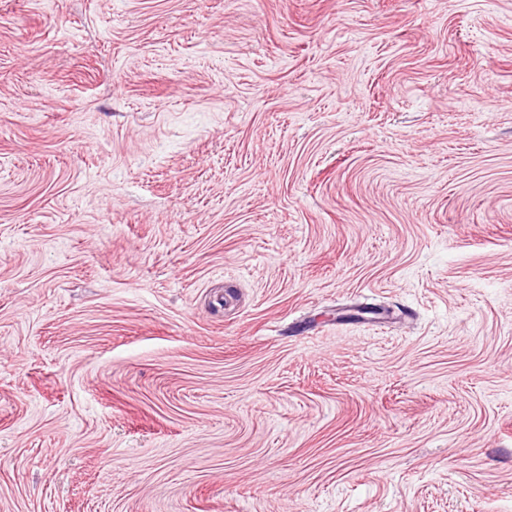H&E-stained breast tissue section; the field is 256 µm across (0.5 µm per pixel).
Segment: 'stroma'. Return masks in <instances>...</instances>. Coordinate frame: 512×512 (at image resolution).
<instances>
[{"label":"stroma","mask_w":512,"mask_h":512,"mask_svg":"<svg viewBox=\"0 0 512 512\" xmlns=\"http://www.w3.org/2000/svg\"><path fill=\"white\" fill-rule=\"evenodd\" d=\"M0 512H512V0H0Z\"/></svg>","instance_id":"stroma-1"}]
</instances>
